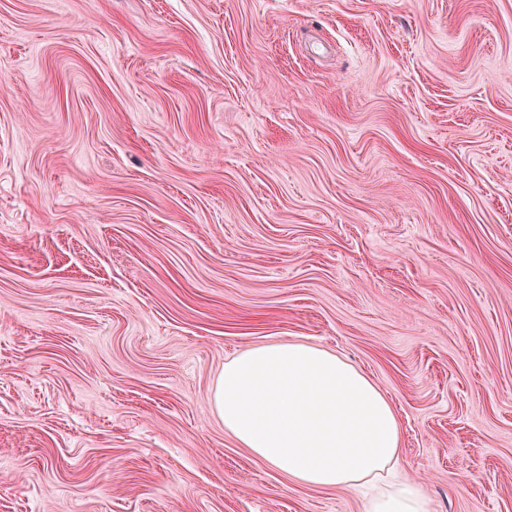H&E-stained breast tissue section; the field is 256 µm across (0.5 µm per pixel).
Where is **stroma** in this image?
Listing matches in <instances>:
<instances>
[{"mask_svg": "<svg viewBox=\"0 0 512 512\" xmlns=\"http://www.w3.org/2000/svg\"><path fill=\"white\" fill-rule=\"evenodd\" d=\"M282 342L512 512V0H0V512H365L214 410Z\"/></svg>", "mask_w": 512, "mask_h": 512, "instance_id": "35a3bbf8", "label": "stroma"}]
</instances>
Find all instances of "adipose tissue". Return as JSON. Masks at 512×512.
I'll use <instances>...</instances> for the list:
<instances>
[{
  "label": "adipose tissue",
  "instance_id": "obj_1",
  "mask_svg": "<svg viewBox=\"0 0 512 512\" xmlns=\"http://www.w3.org/2000/svg\"><path fill=\"white\" fill-rule=\"evenodd\" d=\"M225 430L298 484L363 492L365 512H429L415 481L380 484L400 462V425L383 393L336 353L308 343L249 349L214 393Z\"/></svg>",
  "mask_w": 512,
  "mask_h": 512
}]
</instances>
